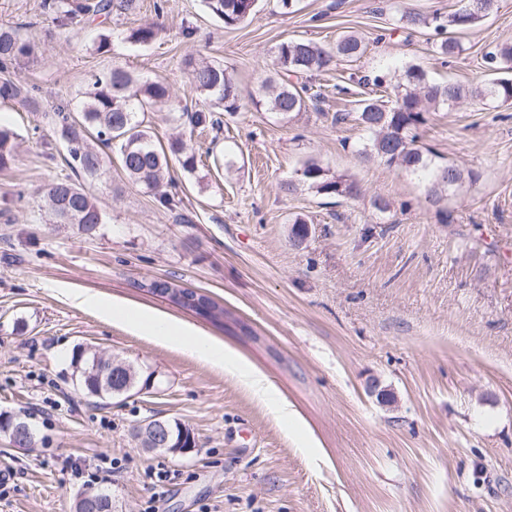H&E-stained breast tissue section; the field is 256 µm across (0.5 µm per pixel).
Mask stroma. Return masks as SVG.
<instances>
[{
  "instance_id": "stroma-1",
  "label": "stroma",
  "mask_w": 512,
  "mask_h": 512,
  "mask_svg": "<svg viewBox=\"0 0 512 512\" xmlns=\"http://www.w3.org/2000/svg\"><path fill=\"white\" fill-rule=\"evenodd\" d=\"M136 4L62 30L43 0H0V25L19 27L33 47L0 78L38 93L33 110L0 101V123L20 143L0 170V412L26 414L37 440L23 450L0 434L9 487L0 512H75L77 493L91 488L108 490L115 512H512V106L428 113L421 145L465 176L437 202L418 176L361 157L367 135L354 121H333L363 96V76L416 64L439 81H484L485 52L512 42V0L460 33L463 52L445 65L432 30L397 18L452 12L461 0H299L292 14L259 0L232 29L201 0ZM153 22L150 46L127 43ZM350 32L367 49L317 81L318 109L284 118L251 105L277 44L329 48ZM188 57L224 64L243 104L216 139L191 134L165 105L145 116L161 143L191 136L197 169L176 164L171 176L194 223H177L117 164L89 188L106 218L95 235L45 223V186L71 173L51 114L77 110L92 75L115 65L198 108ZM210 148L232 150L234 167L215 169ZM310 159L357 181L361 196L282 192ZM297 216L311 229L298 247ZM153 279L207 294L235 326L148 293ZM79 294L212 337L267 378L292 420L224 370L79 305ZM83 348L133 363L136 391L87 395L73 368ZM151 416L189 428L195 448H141L133 427Z\"/></svg>"
}]
</instances>
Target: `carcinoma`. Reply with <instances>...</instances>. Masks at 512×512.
Masks as SVG:
<instances>
[{
  "label": "carcinoma",
  "instance_id": "obj_1",
  "mask_svg": "<svg viewBox=\"0 0 512 512\" xmlns=\"http://www.w3.org/2000/svg\"><path fill=\"white\" fill-rule=\"evenodd\" d=\"M258 0H203L206 10L232 28L247 21L255 12ZM495 0H463L459 9L444 14L435 12L421 15L403 12L398 22L406 27H425L434 31V53L442 60L456 58L462 52L461 43L453 37L456 31L477 26L493 11ZM111 7L110 0H48L44 8L54 15L56 26L66 28L80 16L99 15ZM158 35V28L145 24L126 37L130 43L146 46ZM31 51L18 30L12 26L0 27V66L8 67L20 56ZM364 52L362 37L347 33L336 44L325 48L307 39H289L280 42L274 51L276 77L259 81L257 94L251 103L264 105L268 110L289 117L303 112L320 99L312 91L310 81L332 70L340 60H352ZM491 78L480 85L443 84L429 78L417 65H409L402 75L392 79L377 74L363 84L374 86L372 94L357 100L355 121L368 133V142L358 152L368 158H377L389 166L411 173L427 172L431 176L429 194L436 197L464 179L463 170L451 163H436L418 144L417 130L426 123L425 114L440 107L451 108L465 99H477L485 104H512V44L502 43L484 56ZM189 71L190 89L202 97L204 107L191 113V129L209 128L220 132L223 112L241 109L239 87L224 65L211 62H185ZM35 89H28L10 79L0 81V99L15 101L23 107L33 102ZM180 109L170 87L160 81H142L122 67L93 76L80 102L79 116L60 115L55 129L66 148L65 161L88 181H100L107 174V151L119 149L122 169L135 184L151 192L161 206L169 211L181 209V199L160 190L171 181L169 156H174L182 169L192 174L196 157L189 152L183 137H175L163 147L155 143L151 131L139 116L158 104ZM18 134L0 125V170L15 161ZM304 185L318 195L350 198L361 195L360 185L350 178L334 175L314 161L305 162L295 171V178L281 183V190L292 192ZM48 223L75 224L87 235H94L106 223L105 215L82 184L71 178L52 181L44 195ZM141 287L151 294H166L175 305L195 312L214 323L224 322V307L203 294L181 290L169 281L143 283ZM74 362L79 364V380L86 392L97 385L94 357L79 352Z\"/></svg>",
  "mask_w": 512,
  "mask_h": 512
}]
</instances>
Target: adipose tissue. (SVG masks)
Segmentation results:
<instances>
[{
	"instance_id": "1",
	"label": "adipose tissue",
	"mask_w": 512,
	"mask_h": 512,
	"mask_svg": "<svg viewBox=\"0 0 512 512\" xmlns=\"http://www.w3.org/2000/svg\"><path fill=\"white\" fill-rule=\"evenodd\" d=\"M113 319L123 321L134 332L152 337L162 344L189 351L194 357L212 363L237 377L257 398L270 407L280 418H288L287 403L280 400L263 374L246 366L223 345L211 337L193 332L174 321L143 310L116 306Z\"/></svg>"
}]
</instances>
